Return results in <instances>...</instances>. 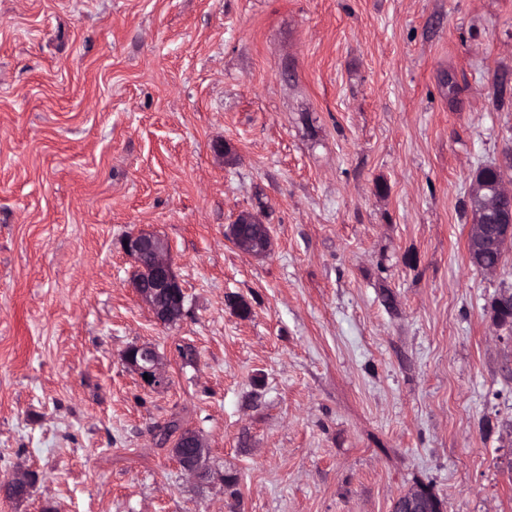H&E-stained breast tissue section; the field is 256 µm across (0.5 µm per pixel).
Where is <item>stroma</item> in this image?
Here are the masks:
<instances>
[{"mask_svg": "<svg viewBox=\"0 0 512 512\" xmlns=\"http://www.w3.org/2000/svg\"><path fill=\"white\" fill-rule=\"evenodd\" d=\"M502 75L512 0H0V482L36 475L0 512H391L419 484L512 512V250L467 252ZM242 213L267 257L225 237ZM139 228L176 324L132 287ZM172 420L211 481L157 447ZM236 227L240 230L232 231ZM225 235L238 248L245 253L263 258L270 254L272 249V238L268 224L251 213L238 215L233 224L228 225ZM120 244L136 267L133 287L154 318L162 324L179 320L185 292L167 242L151 231L140 229L128 233ZM122 360L148 387L161 389L168 384L161 356L153 346L148 344L131 346L124 351ZM144 374L148 375V380L144 379ZM149 377H152V380H149ZM172 447L176 462L187 475L197 480L210 478L205 465L207 447L196 432L180 430ZM34 476L29 470H18L8 477L4 485L13 499L26 498L33 487Z\"/></svg>", "mask_w": 512, "mask_h": 512, "instance_id": "obj_1", "label": "stroma"}]
</instances>
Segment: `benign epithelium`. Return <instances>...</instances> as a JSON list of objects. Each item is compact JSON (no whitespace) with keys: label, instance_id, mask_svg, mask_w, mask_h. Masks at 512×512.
I'll return each instance as SVG.
<instances>
[{"label":"benign epithelium","instance_id":"1","mask_svg":"<svg viewBox=\"0 0 512 512\" xmlns=\"http://www.w3.org/2000/svg\"><path fill=\"white\" fill-rule=\"evenodd\" d=\"M472 215L468 247L472 255L481 256L502 252L512 243V188L504 179L491 181L485 170L473 176L469 186ZM227 239L245 253L263 258L270 254L272 238L269 225L251 214L242 213L228 225ZM121 249L136 267L133 287L162 324H171L183 315L185 292L175 271L167 242L148 230H136L124 237ZM494 320L503 326L512 319V292L503 291L493 308ZM123 362L134 371L144 384L161 389L168 384L161 356L148 344L134 345L124 351ZM150 379H144V376ZM207 447L194 431L181 430L173 443V455L180 468L197 480L210 478L205 465ZM34 476L28 470H18L8 477L4 485L14 499L26 498L33 487ZM392 512H443V503L424 486H417L400 495Z\"/></svg>","mask_w":512,"mask_h":512}]
</instances>
